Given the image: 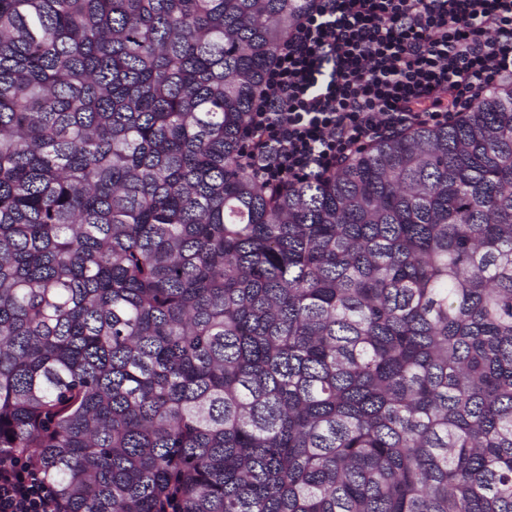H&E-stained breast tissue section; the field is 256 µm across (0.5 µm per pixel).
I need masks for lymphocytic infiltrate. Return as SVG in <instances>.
Here are the masks:
<instances>
[{
	"instance_id": "lymphocytic-infiltrate-1",
	"label": "lymphocytic infiltrate",
	"mask_w": 512,
	"mask_h": 512,
	"mask_svg": "<svg viewBox=\"0 0 512 512\" xmlns=\"http://www.w3.org/2000/svg\"><path fill=\"white\" fill-rule=\"evenodd\" d=\"M512 81V0H315L242 132L253 179L305 182L417 124L445 125ZM0 512H63L32 466L0 462Z\"/></svg>"
}]
</instances>
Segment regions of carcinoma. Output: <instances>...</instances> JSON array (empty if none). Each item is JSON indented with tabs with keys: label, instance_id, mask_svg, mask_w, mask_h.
<instances>
[{
	"label": "carcinoma",
	"instance_id": "carcinoma-1",
	"mask_svg": "<svg viewBox=\"0 0 512 512\" xmlns=\"http://www.w3.org/2000/svg\"><path fill=\"white\" fill-rule=\"evenodd\" d=\"M311 2L0 0V459L65 512H512V84L259 183Z\"/></svg>",
	"mask_w": 512,
	"mask_h": 512
}]
</instances>
